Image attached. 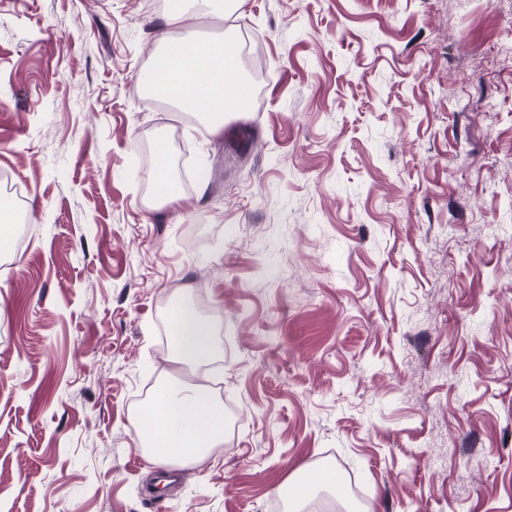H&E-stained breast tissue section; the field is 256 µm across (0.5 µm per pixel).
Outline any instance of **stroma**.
Listing matches in <instances>:
<instances>
[{"label": "stroma", "mask_w": 512, "mask_h": 512, "mask_svg": "<svg viewBox=\"0 0 512 512\" xmlns=\"http://www.w3.org/2000/svg\"><path fill=\"white\" fill-rule=\"evenodd\" d=\"M0 0V512H512V0H241L266 76L227 146L138 75L165 9ZM189 179L150 208L158 133ZM218 326L174 362L171 295ZM204 377L224 445L159 492L142 395Z\"/></svg>", "instance_id": "stroma-1"}]
</instances>
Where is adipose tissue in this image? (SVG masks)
<instances>
[{
	"label": "adipose tissue",
	"instance_id": "1",
	"mask_svg": "<svg viewBox=\"0 0 512 512\" xmlns=\"http://www.w3.org/2000/svg\"><path fill=\"white\" fill-rule=\"evenodd\" d=\"M201 18L191 8L167 13L166 25L181 35L164 39L146 77L154 96L192 112L211 135L219 136L229 114L248 109V82L237 63L239 50L227 38L197 37ZM170 309L175 360L198 367L213 359L211 320L182 294L172 297ZM130 426L150 461L196 464L224 441V406L209 386L167 383L131 417Z\"/></svg>",
	"mask_w": 512,
	"mask_h": 512
}]
</instances>
